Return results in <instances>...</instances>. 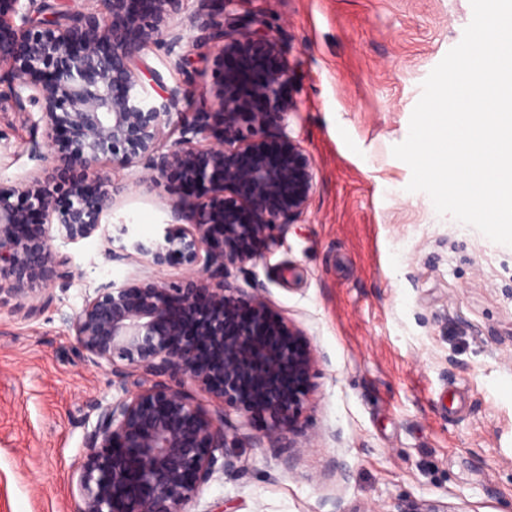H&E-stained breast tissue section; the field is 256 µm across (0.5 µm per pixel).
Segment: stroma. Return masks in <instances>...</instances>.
<instances>
[{
	"instance_id": "1",
	"label": "stroma",
	"mask_w": 512,
	"mask_h": 512,
	"mask_svg": "<svg viewBox=\"0 0 512 512\" xmlns=\"http://www.w3.org/2000/svg\"><path fill=\"white\" fill-rule=\"evenodd\" d=\"M183 0L174 48L151 45L141 77L209 108L220 78L212 44ZM275 34L288 64L286 130L314 165L306 214L274 253L234 269L311 342L319 365L292 446L257 447L267 425L227 417L241 461L217 471L191 512H382L441 501L466 512H512V246L497 244L430 197L407 191L391 149L409 133L422 83L461 41L470 0H240ZM39 107L0 112V185L48 167ZM113 173L111 223L156 237L173 189ZM67 277L39 303L0 298V512H76L91 401L136 391L90 363L73 323L103 283L176 282L184 267H145L104 254L101 238L54 241ZM346 477L332 476L330 462Z\"/></svg>"
}]
</instances>
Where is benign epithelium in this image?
I'll list each match as a JSON object with an SVG mask.
<instances>
[{"instance_id": "1", "label": "benign epithelium", "mask_w": 512, "mask_h": 512, "mask_svg": "<svg viewBox=\"0 0 512 512\" xmlns=\"http://www.w3.org/2000/svg\"><path fill=\"white\" fill-rule=\"evenodd\" d=\"M88 11L66 12L51 0H0V68L11 77L15 112L41 108L49 151L78 171L74 203L60 208L54 182L34 178L0 186V295L40 298L61 275L52 241L99 236L109 256L162 266L179 259L181 282H109L87 297L73 323L90 361L117 377L140 376L139 389L95 401V424L85 435L77 512H189L187 506L222 468L237 466L226 434L225 408L244 417L258 405L269 418L258 445L294 439L307 379L319 358L301 332L273 316L255 288L229 280L231 267L275 252L281 227L309 207L314 170L301 142L282 121L291 111L288 66L271 32L236 12L239 0H200L192 19L200 38L218 46L222 83L209 91L222 122L189 109L179 138L165 146L164 127L178 95L156 100L142 82L141 52L157 42L181 43L169 27L182 0H95ZM111 170L142 167L141 183L175 171L199 194L180 190L172 223L153 240L135 237L128 224H104L112 212ZM32 205L21 211L15 198ZM38 216L40 233L22 228ZM210 393L206 413L191 388Z\"/></svg>"}]
</instances>
